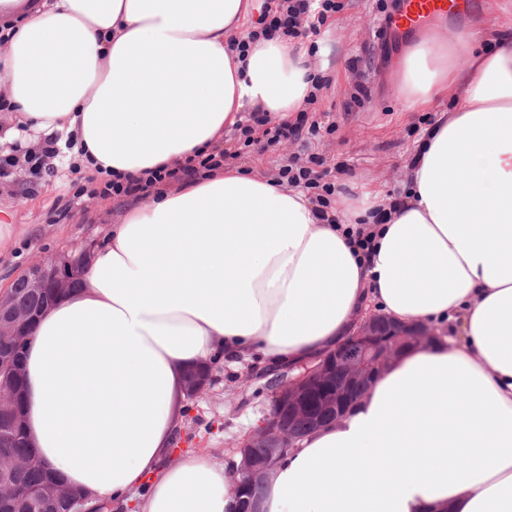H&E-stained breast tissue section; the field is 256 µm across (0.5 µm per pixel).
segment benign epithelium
<instances>
[{
  "label": "benign epithelium",
  "instance_id": "7a95c632",
  "mask_svg": "<svg viewBox=\"0 0 512 512\" xmlns=\"http://www.w3.org/2000/svg\"><path fill=\"white\" fill-rule=\"evenodd\" d=\"M93 247L83 244L73 255L44 257L21 274L34 288H55L63 294L82 271ZM436 328L426 324L405 325L384 313L372 312L362 318L335 348L303 366V371L276 370L270 380L271 408L263 420L239 446L238 460L228 471L239 501L250 500L245 512H261V505L249 499L256 485L272 479L281 456L305 434L295 423L308 422L315 431L338 423L352 405L406 350L439 339ZM211 379H185L187 398L206 391Z\"/></svg>",
  "mask_w": 512,
  "mask_h": 512
}]
</instances>
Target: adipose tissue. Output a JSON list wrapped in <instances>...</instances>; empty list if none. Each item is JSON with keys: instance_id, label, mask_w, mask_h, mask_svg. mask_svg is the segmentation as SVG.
<instances>
[{"instance_id": "adipose-tissue-1", "label": "adipose tissue", "mask_w": 512, "mask_h": 512, "mask_svg": "<svg viewBox=\"0 0 512 512\" xmlns=\"http://www.w3.org/2000/svg\"><path fill=\"white\" fill-rule=\"evenodd\" d=\"M254 2L0 0L17 125L72 138L92 172L140 176L222 141L246 108L303 110L308 52L249 35ZM405 38L402 96L452 108L419 145L404 199L343 201L331 224L306 193L222 168L130 209L82 285L36 320L27 442L89 505L238 512L206 453L163 463L187 370L297 367L379 310L448 334L290 449L263 512H512V16L482 38Z\"/></svg>"}]
</instances>
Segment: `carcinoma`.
Listing matches in <instances>:
<instances>
[{
	"label": "carcinoma",
	"mask_w": 512,
	"mask_h": 512,
	"mask_svg": "<svg viewBox=\"0 0 512 512\" xmlns=\"http://www.w3.org/2000/svg\"><path fill=\"white\" fill-rule=\"evenodd\" d=\"M56 298L52 288H32L20 281L14 287L12 300L16 309L28 313L44 310ZM24 350L25 346H19L4 336L0 338V359L7 357L18 367L22 365ZM0 385L20 393L14 408H0V463L8 465L32 456L33 452L25 433L13 426L15 417L23 411V374L19 371H13L7 377L0 374ZM10 481L15 494L0 500V512H78L85 500V497L69 490L60 495H43L31 500V490L58 484L42 467L17 468L10 473Z\"/></svg>",
	"instance_id": "obj_1"
}]
</instances>
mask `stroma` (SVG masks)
I'll return each mask as SVG.
<instances>
[{
	"instance_id": "1",
	"label": "stroma",
	"mask_w": 512,
	"mask_h": 512,
	"mask_svg": "<svg viewBox=\"0 0 512 512\" xmlns=\"http://www.w3.org/2000/svg\"><path fill=\"white\" fill-rule=\"evenodd\" d=\"M396 0H338L318 34L305 38L314 50L312 65L330 79L306 114L318 122L316 136L269 142L266 128L253 125L250 136L224 133V162L274 179L281 166H304L310 155L322 158L317 171L334 184L332 206L381 189L386 201L399 198L407 182L412 155L435 113L449 110V101L428 110L408 108L399 96L396 61L405 44L400 34L379 40L380 22L394 11ZM73 155L59 158L53 174L34 179L27 169L0 180V209L12 216L14 242L0 253V287L10 284L35 260L70 253L82 243L100 244L109 227L120 223L128 205L117 199L75 198L87 177ZM252 364L212 366L205 393L187 401L179 445L208 453L212 462L230 468L236 450L270 409L264 381L250 380Z\"/></svg>"
}]
</instances>
